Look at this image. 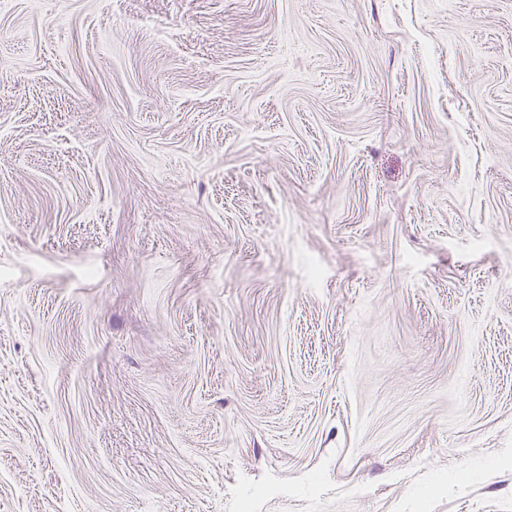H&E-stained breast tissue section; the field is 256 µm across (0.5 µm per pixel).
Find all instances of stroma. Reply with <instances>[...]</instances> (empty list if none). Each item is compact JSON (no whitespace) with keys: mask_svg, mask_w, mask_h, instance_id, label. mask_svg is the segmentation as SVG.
<instances>
[{"mask_svg":"<svg viewBox=\"0 0 512 512\" xmlns=\"http://www.w3.org/2000/svg\"><path fill=\"white\" fill-rule=\"evenodd\" d=\"M0 512H512V0H0Z\"/></svg>","mask_w":512,"mask_h":512,"instance_id":"35a3bbf8","label":"stroma"}]
</instances>
